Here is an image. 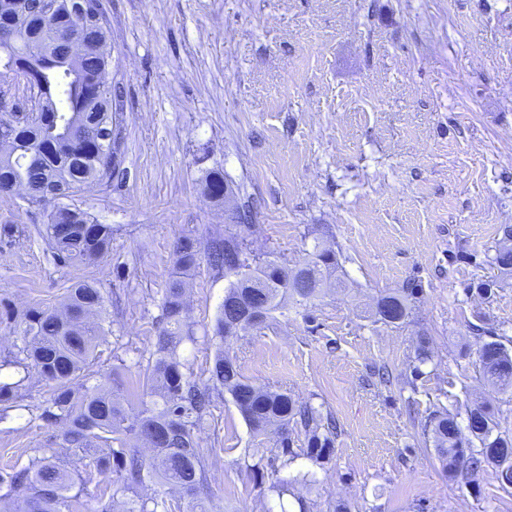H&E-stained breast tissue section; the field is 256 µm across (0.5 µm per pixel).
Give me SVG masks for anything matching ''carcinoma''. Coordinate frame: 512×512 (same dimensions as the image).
<instances>
[{
  "label": "carcinoma",
  "instance_id": "obj_1",
  "mask_svg": "<svg viewBox=\"0 0 512 512\" xmlns=\"http://www.w3.org/2000/svg\"><path fill=\"white\" fill-rule=\"evenodd\" d=\"M55 14L42 15V0H0V27L13 28V41L0 48V85L31 70L35 83L28 87L30 107L0 120V187L20 184L29 200L52 202L46 224L38 228L57 261L87 263L106 254L112 244V225L94 222L86 212L64 200L89 191L112 178L116 139L105 143L106 159L80 155L65 139V131L112 132V87L106 76L111 65L104 16L83 20L73 13V0H58ZM85 29L84 52L66 56L56 42L61 28ZM96 223L90 238L83 225ZM248 250L246 237L237 232L216 236L205 252L184 237L173 253L172 271L165 288L163 328L156 339L153 361L145 370V383L135 412L124 406L119 390L94 380L90 365L111 333L105 297L94 282L82 281L67 289L62 309H31L24 314L21 344L0 354V371L29 374L35 371L49 386L39 409L40 418L63 432L65 453L44 449L42 455L18 467L0 468V508L13 512H80L86 485L93 474L105 477L90 512H206L213 492L209 475L212 449L201 445L199 434L208 424L216 399L227 394L254 437L277 430L276 447L283 455L304 457L314 464L328 458L336 432L321 409L301 404L288 391L247 379L238 360L224 351L214 357L207 383L191 379L180 349L193 342L186 323L184 277L200 265L202 257L217 269L231 271L238 262L253 270L252 279L264 284L253 288L234 280L225 293L262 307L266 321L288 304L307 305L318 297V286L339 267L333 249H318L313 260L298 268L293 286L281 283V269L271 268L256 256L241 258ZM417 288L408 282L380 296L373 316L405 324ZM483 379L502 391H512V353L500 341L485 342L479 350ZM24 379L0 383V420L25 408ZM431 437L436 458L448 477L498 469L505 486L512 485V435L498 431V423L482 407L471 410L466 428L445 408L431 411L422 425ZM304 436L295 449V436ZM147 443L153 451L143 455L131 440ZM88 459L94 472L69 467V459Z\"/></svg>",
  "mask_w": 512,
  "mask_h": 512
}]
</instances>
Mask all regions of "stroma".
Wrapping results in <instances>:
<instances>
[{"label": "stroma", "mask_w": 512, "mask_h": 512, "mask_svg": "<svg viewBox=\"0 0 512 512\" xmlns=\"http://www.w3.org/2000/svg\"><path fill=\"white\" fill-rule=\"evenodd\" d=\"M118 87L112 180L69 198L112 227L91 264L54 261L37 229L50 207L0 195V310L52 307L94 281L112 333L91 367L137 405L179 238L207 248L230 228L203 193L220 171L252 204L250 248L295 268L315 246L340 252L341 287L274 324L220 341L211 330L229 279L201 264L188 292L197 336L182 356L198 383L217 348L246 378L275 382L339 424L331 455L276 459L263 477L254 439L219 400L210 448L214 512H512L493 468L448 479L421 425L433 402L466 423L485 406L512 434V392L479 373L478 350L512 340V275L492 259L512 226V0H101ZM415 281L407 324L369 310ZM431 358L402 385L420 336ZM383 365L398 384L380 385ZM0 423V467L63 445L38 417L46 388ZM290 483L277 497L272 483Z\"/></svg>", "instance_id": "1"}]
</instances>
